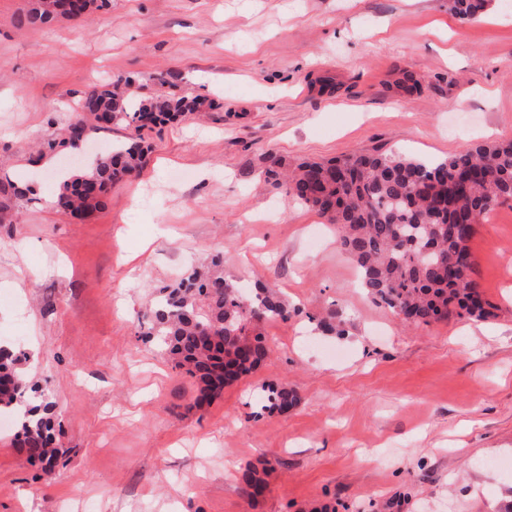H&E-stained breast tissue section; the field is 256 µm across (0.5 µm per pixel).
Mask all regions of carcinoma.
<instances>
[{"instance_id":"1","label":"carcinoma","mask_w":512,"mask_h":512,"mask_svg":"<svg viewBox=\"0 0 512 512\" xmlns=\"http://www.w3.org/2000/svg\"><path fill=\"white\" fill-rule=\"evenodd\" d=\"M109 0H31L19 24L43 28L107 6ZM491 0H449L461 22L480 18ZM134 80L117 77L94 85L81 98L80 112L66 128L64 144L79 147L89 134L87 119L130 130L125 140L97 155L85 169L69 172L57 184L53 207L82 219L102 204L110 189L142 169L149 147L140 131L204 110L205 99L131 90ZM265 181L289 199L316 211L336 226L339 249L355 263L362 288L373 301L410 314L417 328L451 316L488 320L494 306L479 291L470 242L478 224L500 203L512 201V139L476 145L469 152L425 161L380 148L327 162H303L290 173L271 156ZM20 193L0 180V221L9 219ZM288 301L277 291L256 285L251 297L224 276V254L216 253L173 286H165L143 315L145 341L167 354L174 368L198 386L210 403L217 382L229 384L256 370L269 354L262 322L287 320ZM23 354L0 343V415L20 426L18 448L55 467L53 403L18 370ZM298 401L286 384L268 388L267 408L283 410ZM266 469L241 474L251 500L267 489Z\"/></svg>"}]
</instances>
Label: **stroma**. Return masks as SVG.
<instances>
[{
	"label": "stroma",
	"mask_w": 512,
	"mask_h": 512,
	"mask_svg": "<svg viewBox=\"0 0 512 512\" xmlns=\"http://www.w3.org/2000/svg\"><path fill=\"white\" fill-rule=\"evenodd\" d=\"M0 0V340L54 402L53 474L0 427V512H497L512 492V202L470 243L496 318L409 328L358 285L336 231L265 183L372 147L426 159L512 138V6L459 22L448 0H112L32 30ZM174 71L206 98L145 137L137 176L78 220L50 203L61 165H31L96 81ZM243 289L283 293L259 368L194 408L197 386L140 335L157 289L216 253ZM335 313L334 331L317 317ZM299 395L285 412L265 390ZM270 461L264 497L239 476Z\"/></svg>",
	"instance_id": "obj_1"
}]
</instances>
